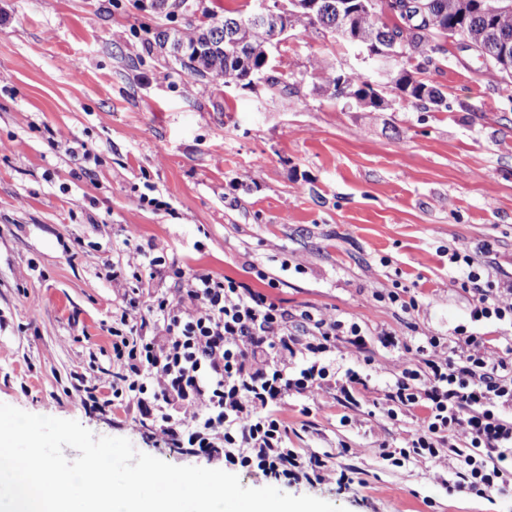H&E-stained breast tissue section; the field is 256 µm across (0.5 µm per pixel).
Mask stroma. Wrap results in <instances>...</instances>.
Listing matches in <instances>:
<instances>
[{
  "label": "stroma",
  "instance_id": "1",
  "mask_svg": "<svg viewBox=\"0 0 512 512\" xmlns=\"http://www.w3.org/2000/svg\"><path fill=\"white\" fill-rule=\"evenodd\" d=\"M0 0V403L127 437L173 465L218 468L148 435L129 437L124 413L88 412L81 382L104 385L116 364L112 320L127 284L126 228L167 264L254 282L266 271L290 313L347 317L369 328V352L337 343L329 359L361 369L359 407L333 390L289 399L282 414L302 454H325L320 481L237 469L242 486L275 485L347 512H512V496L448 495L452 462L386 467L414 421L389 420L377 390L410 359L377 334L445 336L470 297L450 250L464 246L491 279H512V99L478 58L446 43L416 70L442 110L386 88L388 108L330 98L309 68L377 80L358 49L294 25L273 50V76L293 85H224L180 65L173 36L255 0ZM86 144L85 156L68 146ZM165 209L141 206L140 195ZM401 283L407 316L378 295ZM348 453H340V443Z\"/></svg>",
  "mask_w": 512,
  "mask_h": 512
}]
</instances>
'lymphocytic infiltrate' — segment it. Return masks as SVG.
<instances>
[{
    "mask_svg": "<svg viewBox=\"0 0 512 512\" xmlns=\"http://www.w3.org/2000/svg\"><path fill=\"white\" fill-rule=\"evenodd\" d=\"M123 244L144 262L130 271L113 267V278L138 281L146 267L176 284L172 296L126 298L112 330L117 369L108 388L113 406L136 408L129 429L155 427L174 447L247 470L321 475L325 462L319 454L305 456L289 447L290 427L280 409L290 397L329 387L342 402L355 403L365 379L352 369L337 374L323 356L340 339L366 349V329L307 310L289 320L279 301L238 278L167 264L139 245L131 230ZM449 261L465 268L468 324L448 337L412 336L405 342L391 331L378 334L384 346L401 345L416 356L381 399L388 419L410 416L415 427L403 446H381L380 456L400 468L446 455L456 461L444 482L449 494L511 496L512 357L489 361L490 339L479 326L512 327V283L484 279L467 249H454ZM438 348L446 358H428Z\"/></svg>",
    "mask_w": 512,
    "mask_h": 512,
    "instance_id": "f902f5d3",
    "label": "lymphocytic infiltrate"
}]
</instances>
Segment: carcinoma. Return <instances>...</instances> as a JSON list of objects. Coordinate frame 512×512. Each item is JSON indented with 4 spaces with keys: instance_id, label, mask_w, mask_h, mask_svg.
I'll list each match as a JSON object with an SVG mask.
<instances>
[{
    "instance_id": "obj_1",
    "label": "carcinoma",
    "mask_w": 512,
    "mask_h": 512,
    "mask_svg": "<svg viewBox=\"0 0 512 512\" xmlns=\"http://www.w3.org/2000/svg\"><path fill=\"white\" fill-rule=\"evenodd\" d=\"M425 6L424 18L415 23L409 35L406 51L408 55L428 56L443 48L442 42L453 33H484L482 46L489 53L496 43L505 39L512 42V10L486 18L480 9V0H467L465 16L459 14L460 0H421ZM313 17L300 19L314 29L330 33L344 27L361 42L371 46L384 45L389 30L380 28L375 18L367 12L361 0H318L311 9ZM191 37L180 34L177 44L186 48V59L181 66L202 77L207 76L224 84L236 81L244 85L250 82L249 70L239 66L245 59L253 68L268 69L272 44L261 24L244 19L241 11H228L224 18L208 25H188ZM310 69L319 75L324 86L348 89L351 98L371 110L381 108L379 90L373 88L367 77L357 71L338 73L330 68L325 59L314 57ZM393 83L405 93L406 100L413 105L426 104L439 109L446 106L440 92L432 86L416 80L409 71L393 75Z\"/></svg>"
}]
</instances>
